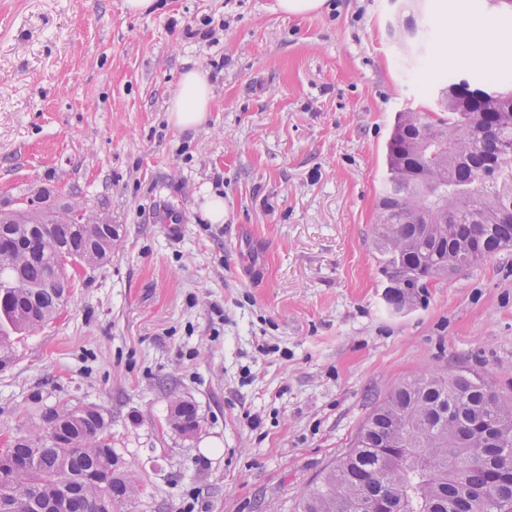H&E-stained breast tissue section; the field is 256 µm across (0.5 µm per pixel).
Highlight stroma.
Instances as JSON below:
<instances>
[{
  "instance_id": "stroma-1",
  "label": "stroma",
  "mask_w": 512,
  "mask_h": 512,
  "mask_svg": "<svg viewBox=\"0 0 512 512\" xmlns=\"http://www.w3.org/2000/svg\"><path fill=\"white\" fill-rule=\"evenodd\" d=\"M0 0V208L45 191L112 223V256L0 353V448L43 403L103 410L122 512H293L377 402L427 370L512 396V252L386 300L373 217L394 118L432 109L443 72L512 91L449 52V24H500L503 0ZM432 26L427 68L397 13ZM211 40L196 37L201 28ZM207 123L168 120L182 71ZM224 198L210 223L206 193ZM192 402L199 427L168 422ZM325 0H278V9L288 16H301L322 10ZM213 92L203 74L194 67L183 72L168 108L169 122L181 131L202 127L209 118Z\"/></svg>"
}]
</instances>
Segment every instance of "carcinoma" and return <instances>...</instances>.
Returning a JSON list of instances; mask_svg holds the SVG:
<instances>
[{"label": "carcinoma", "mask_w": 512, "mask_h": 512, "mask_svg": "<svg viewBox=\"0 0 512 512\" xmlns=\"http://www.w3.org/2000/svg\"><path fill=\"white\" fill-rule=\"evenodd\" d=\"M421 46L406 69L425 63L427 26L409 22ZM460 82L439 89L432 112L396 116L386 145L385 174L375 218V249L390 282L393 306L413 302L412 290L429 280L469 270L512 251V94L477 88L488 100L461 103ZM448 153L426 159L413 151L418 135ZM481 170L494 179L478 183ZM491 215L474 217L475 205ZM0 238L18 245L0 264V285L20 279L0 310V350L16 334L35 331L54 319L67 301L66 258L76 254L90 266L110 258L112 238L101 224L61 219L51 234L31 224H0ZM63 427L56 442L45 422ZM170 424L184 434L198 428L194 404L179 400ZM19 466L0 479V512H47L61 486L79 483L70 512H115L130 499L131 481L114 467L112 436L103 411L90 405H42L31 422L0 453ZM96 470L102 483L82 481ZM382 497L398 512H512V397L483 378L429 372L391 391L360 425L351 448L327 467L295 503L293 512H359L357 504Z\"/></svg>", "instance_id": "obj_1"}]
</instances>
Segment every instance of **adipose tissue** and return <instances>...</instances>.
<instances>
[{
  "label": "adipose tissue",
  "instance_id": "obj_1",
  "mask_svg": "<svg viewBox=\"0 0 512 512\" xmlns=\"http://www.w3.org/2000/svg\"><path fill=\"white\" fill-rule=\"evenodd\" d=\"M449 49L464 50L478 67L495 64L512 53V42L504 34H486L461 25L451 32ZM212 88L196 68L183 72L168 108L169 122L182 131L202 127L209 118Z\"/></svg>",
  "mask_w": 512,
  "mask_h": 512
}]
</instances>
